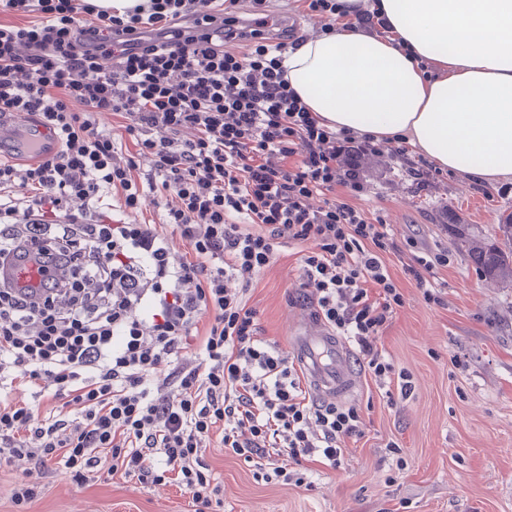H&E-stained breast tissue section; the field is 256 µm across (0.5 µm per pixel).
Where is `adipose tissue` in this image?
Listing matches in <instances>:
<instances>
[{"label":"adipose tissue","instance_id":"adipose-tissue-1","mask_svg":"<svg viewBox=\"0 0 512 512\" xmlns=\"http://www.w3.org/2000/svg\"><path fill=\"white\" fill-rule=\"evenodd\" d=\"M395 36L331 32L285 55L325 124L405 137L437 168L492 184L512 173V0H380ZM439 63L427 77L421 60Z\"/></svg>","mask_w":512,"mask_h":512}]
</instances>
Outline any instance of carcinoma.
Instances as JSON below:
<instances>
[{
  "label": "carcinoma",
  "instance_id": "cac0c4a2",
  "mask_svg": "<svg viewBox=\"0 0 512 512\" xmlns=\"http://www.w3.org/2000/svg\"><path fill=\"white\" fill-rule=\"evenodd\" d=\"M497 229L503 237L501 247L467 233L462 227L457 228L458 240L480 276L494 283L512 285V222L499 224Z\"/></svg>",
  "mask_w": 512,
  "mask_h": 512
}]
</instances>
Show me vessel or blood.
Here are the masks:
<instances>
[{"label": "vessel or blood", "mask_w": 512, "mask_h": 512, "mask_svg": "<svg viewBox=\"0 0 512 512\" xmlns=\"http://www.w3.org/2000/svg\"><path fill=\"white\" fill-rule=\"evenodd\" d=\"M49 157L58 145L41 127L16 119H0V159L18 161L29 152ZM35 279L32 263L21 261L0 268V281L27 284ZM292 349L301 358L312 390L322 397L343 398L354 395L359 387L354 354L343 339L322 331L310 319H298Z\"/></svg>", "instance_id": "b4317fda"}]
</instances>
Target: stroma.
Listing matches in <instances>:
<instances>
[{
    "mask_svg": "<svg viewBox=\"0 0 512 512\" xmlns=\"http://www.w3.org/2000/svg\"><path fill=\"white\" fill-rule=\"evenodd\" d=\"M501 183L488 197L473 178L448 173L429 194L396 179L383 196L361 197L360 206L380 211L396 238L448 252L442 308L424 301L400 263L389 264L405 304L377 345L410 374L413 391L402 397L391 383L397 399L390 405L374 379L362 375L355 401L363 437L345 440L338 469L302 462V485L256 478L254 464L225 450L213 433L204 459L223 492L208 512H512V288L480 277L447 229L471 224L494 238L497 225L512 217V174ZM306 250L281 244L246 294L264 338L284 351L304 310L291 298L300 291ZM391 442L400 457L389 454ZM24 475L42 492L20 507L12 493ZM0 512H194V506L174 482L153 486L117 473L79 486L62 468L40 472L19 460L0 469Z\"/></svg>",
    "mask_w": 512,
    "mask_h": 512,
    "instance_id": "obj_1",
    "label": "stroma"
}]
</instances>
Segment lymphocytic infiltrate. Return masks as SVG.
<instances>
[{
  "label": "lymphocytic infiltrate",
  "mask_w": 512,
  "mask_h": 512,
  "mask_svg": "<svg viewBox=\"0 0 512 512\" xmlns=\"http://www.w3.org/2000/svg\"><path fill=\"white\" fill-rule=\"evenodd\" d=\"M228 2L144 0L120 14L0 0L42 16L0 25V115L28 117L60 145L0 161V265L29 247L42 277L29 294L0 284V467L59 465L80 484L103 464L144 484L174 474L205 508L222 492L202 451L217 429L225 449L266 460L268 481L302 484L292 466L303 458L339 468L342 440L363 434L360 407L307 402L294 360L261 337L244 298L280 239L312 245L300 264L312 317L353 342L376 381L412 390L377 346L404 303L388 263L442 308L448 254L397 242L354 205L378 140L310 112L282 65L300 38L246 27ZM230 40L244 52H225ZM102 112L126 119L135 154H119ZM18 184L30 199H11ZM108 194L115 205L99 210ZM151 204L161 223L138 221ZM171 231L187 248L176 263ZM20 386L51 408L14 402Z\"/></svg>",
  "instance_id": "lymphocytic-infiltrate-1"
}]
</instances>
